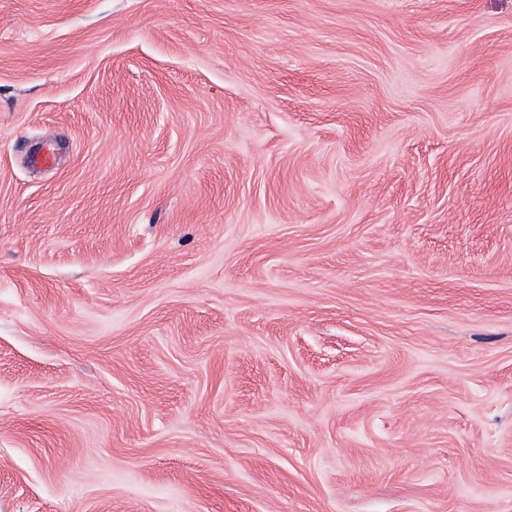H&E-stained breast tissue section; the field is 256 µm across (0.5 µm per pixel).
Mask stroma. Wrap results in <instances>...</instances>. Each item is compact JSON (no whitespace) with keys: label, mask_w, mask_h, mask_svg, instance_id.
Instances as JSON below:
<instances>
[{"label":"stroma","mask_w":512,"mask_h":512,"mask_svg":"<svg viewBox=\"0 0 512 512\" xmlns=\"http://www.w3.org/2000/svg\"><path fill=\"white\" fill-rule=\"evenodd\" d=\"M0 512H512V0H0Z\"/></svg>","instance_id":"stroma-1"}]
</instances>
